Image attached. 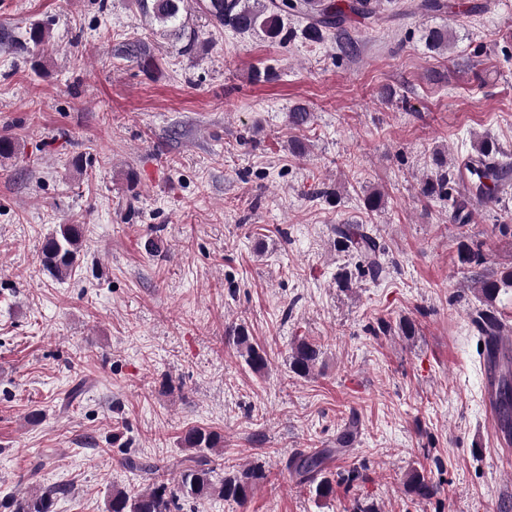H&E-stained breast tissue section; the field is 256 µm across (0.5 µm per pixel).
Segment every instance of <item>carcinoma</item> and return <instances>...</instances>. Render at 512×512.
Listing matches in <instances>:
<instances>
[{"mask_svg": "<svg viewBox=\"0 0 512 512\" xmlns=\"http://www.w3.org/2000/svg\"><path fill=\"white\" fill-rule=\"evenodd\" d=\"M140 11L156 22L172 29L181 37L182 26L178 25L181 5L185 0H136ZM204 8L210 20L220 27H228L239 33L261 30L265 35L283 45L288 44L293 32L284 25V17L291 15L307 21L304 35L312 41L324 39V33L336 30V40L341 50L349 54L355 45L345 28L347 13L364 19L378 16L380 0H349L342 5L337 0H204ZM426 39L434 49L448 47V29L435 27L427 32ZM435 171L426 177L421 186L424 197H441L448 194L451 182L467 179L468 201L487 206L496 201L494 193L504 179L512 174V163L505 159L504 152L492 142L483 141L477 154L468 157L465 167L448 164L442 154L433 159ZM340 248L359 260L362 273L376 279L383 272L380 256L384 251L372 227L367 224H338L335 227ZM83 238V225L61 224L59 230L46 238L41 248L42 266L55 277L62 279L70 275L77 262ZM478 292L486 303L475 323L482 336L500 335L501 322L494 310V303L504 288H512V268H506L492 276L476 279ZM225 339L234 344L246 365L255 372L268 366L266 351L252 342L245 327L229 326L224 331ZM322 355L320 345L298 338L288 353V368L299 377L309 376ZM488 366H497L495 379L496 404L501 428L512 434V353L497 357V349L485 346ZM350 433L344 430L336 438L338 448L320 451H297L287 457L285 468L299 483L306 484L318 498H328L342 486L349 492L366 476L358 470L340 469L331 476L324 475L326 462L341 449L349 446ZM221 436L213 431L192 428L183 437L186 448L194 454L185 459L178 482L171 485L165 481L154 484L145 491L132 492L124 489L112 491L107 501V512H186L187 505L211 496H219L238 503L246 501L253 483L262 477L261 466L255 465L214 480L210 454L221 447ZM407 489L419 499H429L436 494V487L417 470L407 475ZM65 493V488L52 486L36 495L17 494L0 504L9 512H54V500Z\"/></svg>", "mask_w": 512, "mask_h": 512, "instance_id": "carcinoma-1", "label": "carcinoma"}]
</instances>
